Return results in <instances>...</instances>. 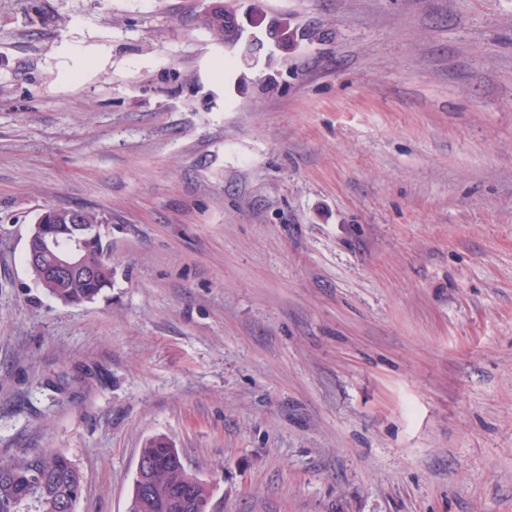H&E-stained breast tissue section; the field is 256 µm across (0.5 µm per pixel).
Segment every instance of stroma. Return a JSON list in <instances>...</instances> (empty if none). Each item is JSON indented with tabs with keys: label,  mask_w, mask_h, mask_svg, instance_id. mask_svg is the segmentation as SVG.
Returning a JSON list of instances; mask_svg holds the SVG:
<instances>
[{
	"label": "stroma",
	"mask_w": 512,
	"mask_h": 512,
	"mask_svg": "<svg viewBox=\"0 0 512 512\" xmlns=\"http://www.w3.org/2000/svg\"><path fill=\"white\" fill-rule=\"evenodd\" d=\"M0 0V462L126 512L178 448L210 512H512V0ZM102 217L112 285L25 263ZM214 2L217 3L216 1ZM226 2L223 3L222 1V4L218 5L214 3L205 19L207 28L217 41L223 43L225 40V44L238 47L241 60H251L253 62L256 61L257 55L264 47L265 42L279 46V32L276 31L279 28L277 22L269 23L266 26L264 39L252 33L248 34L247 26L254 25L253 20L247 17H244L245 20H243L238 10ZM225 27L234 33V38L228 41V43L226 32L224 33ZM88 213L94 224L85 223L81 209L69 212L67 224H57L55 212L44 211L26 243L27 267L39 275L42 283L52 287L46 288L50 296L64 303H70L73 298L92 302L104 288L112 285V261L103 241L98 249L91 251L102 238V225L96 224L100 221L96 214ZM87 254L88 260L99 266V278L98 269L85 263ZM76 279L84 281L66 288Z\"/></svg>",
	"instance_id": "obj_1"
}]
</instances>
